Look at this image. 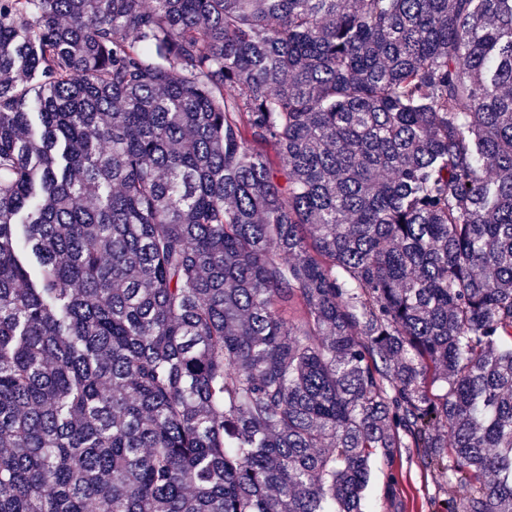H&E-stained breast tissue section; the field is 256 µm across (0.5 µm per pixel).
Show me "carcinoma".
<instances>
[{
    "mask_svg": "<svg viewBox=\"0 0 512 512\" xmlns=\"http://www.w3.org/2000/svg\"><path fill=\"white\" fill-rule=\"evenodd\" d=\"M394 448L512 512V0H0V512H370Z\"/></svg>",
    "mask_w": 512,
    "mask_h": 512,
    "instance_id": "1",
    "label": "carcinoma"
}]
</instances>
